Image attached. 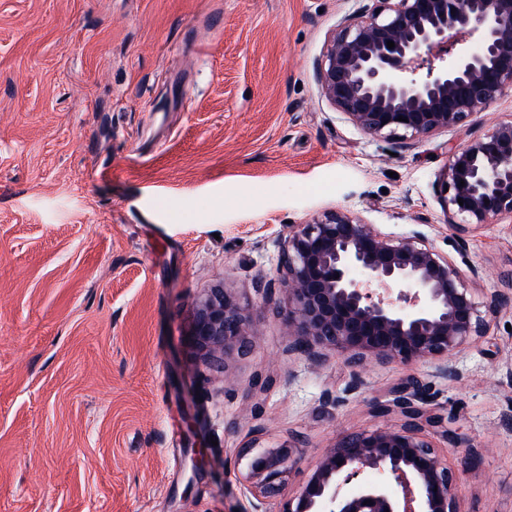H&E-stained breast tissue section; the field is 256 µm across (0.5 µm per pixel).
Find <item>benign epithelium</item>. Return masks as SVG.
<instances>
[{
	"instance_id": "7a95c632",
	"label": "benign epithelium",
	"mask_w": 512,
	"mask_h": 512,
	"mask_svg": "<svg viewBox=\"0 0 512 512\" xmlns=\"http://www.w3.org/2000/svg\"><path fill=\"white\" fill-rule=\"evenodd\" d=\"M467 41L479 51L458 48ZM317 81L325 100L370 135L407 140L461 126L512 88V0H371L337 26ZM440 194L448 223L462 232L491 218L512 222L511 121L448 153ZM278 247L277 314L288 350L312 362L327 351L352 367L431 361L446 378L448 357L486 332L460 270L420 233L394 238L336 210L288 227ZM511 299L496 291L484 308L495 315ZM254 335L250 304L223 287L196 306L192 343L205 362L225 365ZM428 391L417 381L394 390L376 411L396 408L407 423L341 438L280 512H458L460 472L422 437L427 427L448 433ZM239 456L253 512H264L297 462L293 446L247 445Z\"/></svg>"
}]
</instances>
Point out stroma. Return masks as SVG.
Segmentation results:
<instances>
[{"label": "stroma", "instance_id": "stroma-1", "mask_svg": "<svg viewBox=\"0 0 512 512\" xmlns=\"http://www.w3.org/2000/svg\"><path fill=\"white\" fill-rule=\"evenodd\" d=\"M359 7L0 0V512H251L239 448L299 436L280 512L343 436L400 428L375 407L413 378L456 417L453 437L426 435L463 470L459 512H512V303L448 378L430 362L357 375L290 352L281 292L255 286L277 283L288 224L337 209L424 234L476 303L512 275V223L459 232L439 197L449 148L511 121L512 90L429 137L365 133L316 78ZM217 285L258 330L222 369L191 341Z\"/></svg>", "mask_w": 512, "mask_h": 512}]
</instances>
